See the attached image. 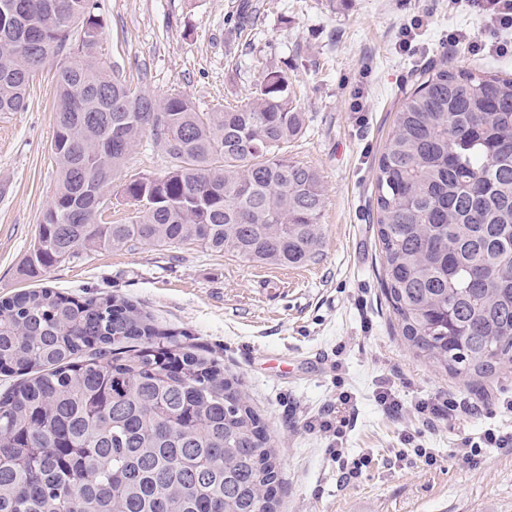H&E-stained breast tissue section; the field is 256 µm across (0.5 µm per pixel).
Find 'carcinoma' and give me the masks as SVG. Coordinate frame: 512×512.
Segmentation results:
<instances>
[{
	"mask_svg": "<svg viewBox=\"0 0 512 512\" xmlns=\"http://www.w3.org/2000/svg\"><path fill=\"white\" fill-rule=\"evenodd\" d=\"M90 0H0V114L56 72L58 183L28 259L35 277L84 249L193 241L297 266L321 247L318 172L283 153L305 126L288 73L198 112L134 93L95 52ZM170 158L122 186L145 134ZM382 294L416 356L470 382L512 367V79L433 60L401 100L377 164ZM0 512H277L280 461L239 379L205 347L117 297L51 288L0 302ZM168 165L167 156L153 146L148 134L144 135L133 150L121 174L112 183L110 188L112 208L106 213L107 221H112L114 224L124 223L134 212L135 206L121 194L120 186L125 179L141 174L160 176L167 170Z\"/></svg>",
	"mask_w": 512,
	"mask_h": 512,
	"instance_id": "obj_1",
	"label": "carcinoma"
}]
</instances>
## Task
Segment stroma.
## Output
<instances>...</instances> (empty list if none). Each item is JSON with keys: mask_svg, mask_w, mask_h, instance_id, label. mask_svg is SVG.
<instances>
[{"mask_svg": "<svg viewBox=\"0 0 512 512\" xmlns=\"http://www.w3.org/2000/svg\"><path fill=\"white\" fill-rule=\"evenodd\" d=\"M92 2L103 22L100 56L155 97L179 90L209 112L246 99L263 71H287L306 126L286 154L322 178V246L311 262L286 268L279 291L260 263L196 243L84 250L31 277L25 261L58 180L54 55L25 109L0 115V301L42 285L71 297L114 294L205 346L240 378L275 442L279 512H512V447L482 451L474 468L449 455L461 436L512 431V411L501 406L512 399V370L470 387L410 352L381 292L372 221L378 158L400 100L424 65L445 55L446 34L481 35V17L449 9L448 0H258L255 23L242 32L238 0ZM417 11L431 20L408 54L399 28ZM358 98L364 111L352 109ZM168 165L146 135L120 177L159 176ZM383 386L400 416L377 404ZM343 392L351 397L344 446L352 457L374 455L350 481L340 478L329 437L309 427ZM448 397L480 411L422 425L415 404ZM408 433L434 449L436 465L396 460Z\"/></svg>", "mask_w": 512, "mask_h": 512, "instance_id": "1", "label": "stroma"}]
</instances>
